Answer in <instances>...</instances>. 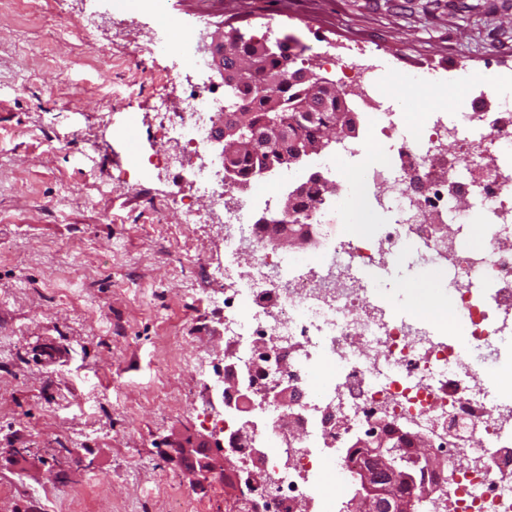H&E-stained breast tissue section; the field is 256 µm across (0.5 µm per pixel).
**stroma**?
<instances>
[{
	"instance_id": "stroma-1",
	"label": "stroma",
	"mask_w": 512,
	"mask_h": 512,
	"mask_svg": "<svg viewBox=\"0 0 512 512\" xmlns=\"http://www.w3.org/2000/svg\"><path fill=\"white\" fill-rule=\"evenodd\" d=\"M208 33L262 40L277 27L294 54L317 43L364 46L395 98L408 72L438 69L437 96L404 115L470 101L457 63L512 73L507 0H175ZM104 0H0V512H235L230 488L195 490L163 454L203 431L224 360V227L188 173L127 185L133 156L160 159L155 104L177 110L198 63L150 48L153 16L105 23L112 57L99 79L80 32ZM180 71L176 84L170 72ZM136 127L127 130V116ZM193 203L181 223L173 200ZM8 448L26 449L18 464Z\"/></svg>"
}]
</instances>
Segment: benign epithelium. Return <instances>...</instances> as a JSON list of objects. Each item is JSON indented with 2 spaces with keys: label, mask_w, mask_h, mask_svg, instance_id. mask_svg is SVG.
<instances>
[{
  "label": "benign epithelium",
  "mask_w": 512,
  "mask_h": 512,
  "mask_svg": "<svg viewBox=\"0 0 512 512\" xmlns=\"http://www.w3.org/2000/svg\"><path fill=\"white\" fill-rule=\"evenodd\" d=\"M227 34L219 27L203 38L201 50L210 54L212 70L216 71L224 84L233 86L246 78L254 67V59L240 58L228 66L225 57L233 55V48L226 42ZM256 56L265 55L288 57L289 49L279 43L271 47L266 41L254 42ZM288 79L293 86H303L312 90L313 95L304 99L294 109V114L271 112L262 122H256L250 112H217L212 116L210 132L211 143L220 151L225 179L235 174V163L242 152L251 154L268 171L275 165L299 164L324 152L331 145L340 143L356 134V117L353 112H340L336 120L329 123L319 136L305 139L299 133L301 120L315 111V104L330 101L338 96L345 97L343 85L336 83L309 68H290L286 75L276 78L261 88V94L276 97L271 87ZM305 192L300 185L290 191L282 200L277 213L264 217L262 221L276 226L298 224L296 219L299 197ZM310 227L299 224V229L277 239L281 247H295L309 242ZM261 358L266 363H274L275 372L288 371V351L279 350L275 354L262 352ZM270 368H265L263 376L271 375ZM243 383L240 372L229 365L224 367L217 387L221 401L231 399L242 391ZM263 401H269L280 408L277 420V432L285 443L292 446L302 440L299 414L294 411L293 389L280 379H271V383L260 388ZM257 425L247 414L238 415L237 440L252 447L248 456L241 454L238 448L224 445V430L213 429L209 434H182L167 441V454L183 469L185 476L199 491L207 490L215 480L233 474L243 485L237 487L238 500L244 509L240 512H255L258 503L251 494L260 486L259 470L253 469L258 464L262 452L256 448ZM405 434L392 431L387 427L373 429L366 435H359L352 444L354 448L366 449L364 460L355 472L359 488L347 504L348 512H419L421 496L410 494H392L390 488L400 487L416 481V469L426 473L442 471L444 460L437 452L432 439L420 433L410 440V447H404Z\"/></svg>",
  "instance_id": "7a95c632"
}]
</instances>
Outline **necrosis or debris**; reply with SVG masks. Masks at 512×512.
<instances>
[{"label": "necrosis or debris", "instance_id": "4bbe7bcc", "mask_svg": "<svg viewBox=\"0 0 512 512\" xmlns=\"http://www.w3.org/2000/svg\"><path fill=\"white\" fill-rule=\"evenodd\" d=\"M363 48L351 45L336 66L367 107L368 137L340 143L336 158L373 187V197L347 190L336 208L323 207L321 194L307 201L302 223L318 227L321 246L311 254L283 255L265 225L252 222L254 208L271 209L282 181L253 173L234 183L212 180L204 169L195 175L204 193L224 214V359L240 370L257 365L258 342L277 336L288 341V382L297 389L311 429L300 443L297 470L285 468L288 450L276 444L265 455V478L279 488L277 499L260 503L262 512H296L310 498L323 512H337L328 484L327 445L346 449L351 429L366 430L387 421L405 432L423 431L436 439L447 459L464 453L472 464L454 480L439 478L427 500L435 507L452 501L453 512H512V405L490 403L481 376L458 347L434 340L425 324L484 350L512 390V353L493 337L512 331L501 313L512 311V89L491 79L482 84L508 106L484 112H429L421 132L403 137L382 154V137L397 129L400 115L378 93L374 66ZM222 101L210 90L186 95L179 111L162 112L160 126L184 138V149L199 155L207 146L213 112ZM452 141L458 156L477 168L478 177L449 184ZM478 189L477 207L461 209L454 195ZM391 205L392 224L372 221V204ZM359 215L361 228H342L347 213ZM458 239L448 240L447 225ZM479 233L480 244L463 246L460 236ZM417 249L449 274L454 304L444 301L421 310L414 321L388 318L369 301L358 277L363 268L386 267L403 252ZM318 266L316 276H298ZM341 374L319 385L312 375L326 365Z\"/></svg>", "mask_w": 512, "mask_h": 512}]
</instances>
